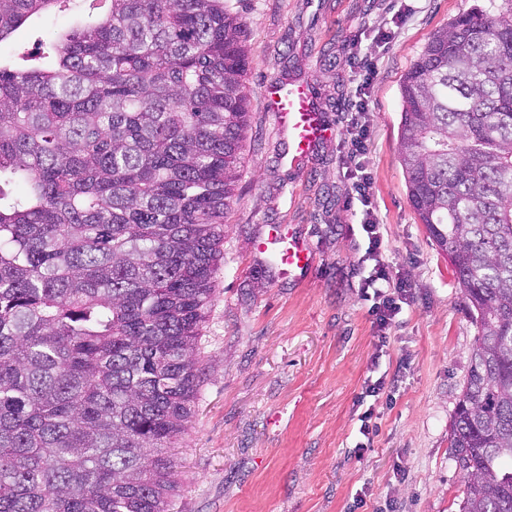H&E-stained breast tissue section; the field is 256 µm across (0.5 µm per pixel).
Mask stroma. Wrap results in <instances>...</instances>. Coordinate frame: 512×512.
<instances>
[{"label": "stroma", "mask_w": 512, "mask_h": 512, "mask_svg": "<svg viewBox=\"0 0 512 512\" xmlns=\"http://www.w3.org/2000/svg\"><path fill=\"white\" fill-rule=\"evenodd\" d=\"M228 2L248 26L252 118L202 332L195 414L175 450L180 512H349L364 487L360 512L389 497L399 512H460L465 485L448 436L477 328L407 196L400 83L433 33L488 0H413L384 52L373 32L394 25L401 0ZM357 45L380 58L368 99V168L386 258L414 293L381 352L357 295L363 241L347 206ZM285 79L312 86L335 127L298 168L284 159L285 137L261 95ZM274 224L307 242L313 270L281 278L271 252L257 248ZM375 366L399 378L376 405L378 431L359 459L355 401Z\"/></svg>", "instance_id": "stroma-1"}]
</instances>
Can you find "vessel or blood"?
<instances>
[{"instance_id": "vessel-or-blood-1", "label": "vessel or blood", "mask_w": 512, "mask_h": 512, "mask_svg": "<svg viewBox=\"0 0 512 512\" xmlns=\"http://www.w3.org/2000/svg\"><path fill=\"white\" fill-rule=\"evenodd\" d=\"M262 96L268 110L274 112L280 128L287 135L286 154L291 165L303 164L316 143L333 136V125L307 86L299 84L285 89L267 86ZM274 239L282 247V277L290 278L312 268L313 253L305 241L281 232L275 233Z\"/></svg>"}]
</instances>
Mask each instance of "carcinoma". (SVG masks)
<instances>
[{
  "label": "carcinoma",
  "instance_id": "cac0c4a2",
  "mask_svg": "<svg viewBox=\"0 0 512 512\" xmlns=\"http://www.w3.org/2000/svg\"><path fill=\"white\" fill-rule=\"evenodd\" d=\"M0 512H175L172 449L250 122L224 0H0ZM399 158L478 329L451 425L460 512H512V14L432 35Z\"/></svg>",
  "mask_w": 512,
  "mask_h": 512
}]
</instances>
